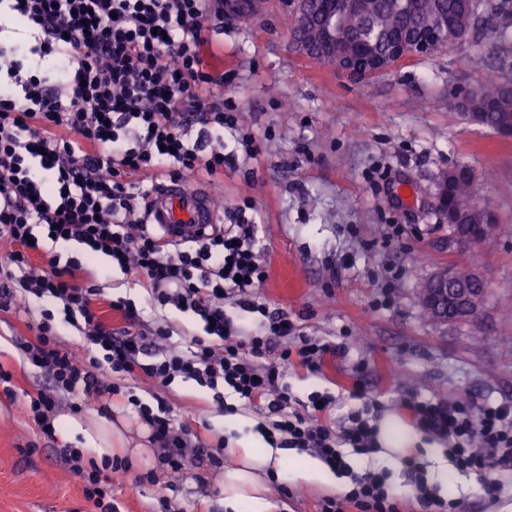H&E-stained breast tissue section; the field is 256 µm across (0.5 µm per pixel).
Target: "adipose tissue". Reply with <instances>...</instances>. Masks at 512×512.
I'll list each match as a JSON object with an SVG mask.
<instances>
[{
    "label": "adipose tissue",
    "instance_id": "obj_1",
    "mask_svg": "<svg viewBox=\"0 0 512 512\" xmlns=\"http://www.w3.org/2000/svg\"><path fill=\"white\" fill-rule=\"evenodd\" d=\"M54 426L64 441L77 442L85 457L98 461L118 456L135 464L149 453L151 428L128 406L115 405L107 412L83 416L59 414ZM228 450L237 462L223 473L225 508L229 512H270L271 479L285 471V449L259 447L242 438L231 442Z\"/></svg>",
    "mask_w": 512,
    "mask_h": 512
}]
</instances>
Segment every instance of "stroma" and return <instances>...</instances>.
<instances>
[{
  "mask_svg": "<svg viewBox=\"0 0 512 512\" xmlns=\"http://www.w3.org/2000/svg\"><path fill=\"white\" fill-rule=\"evenodd\" d=\"M285 2L265 0L259 17L224 23V102L256 149L225 136L228 160L209 187L225 223L237 221L244 200L254 204L268 270L259 293L269 308L332 347L321 373L289 369V386L303 399L315 391L335 397L336 427L366 399L381 404L383 419L407 426L406 397L512 400V137L468 121L454 104L461 90L512 82V0H489L462 42L362 81L294 48ZM458 165L471 169L477 202L495 219L494 235L476 249L454 244L434 207L439 175ZM462 263L487 282L479 313L458 323L431 318L419 302L421 284ZM81 276L104 299L134 300L147 325L168 326L175 344L203 333L193 315L146 311L135 276L107 256ZM25 322L0 312V365L15 388L14 397L0 395V512H90L80 479L26 418V394L41 378L18 348L32 337ZM360 363L365 369L352 379ZM124 385L147 403L162 394L212 444L224 432L221 403L236 401L228 391L216 402L191 380L162 390L140 374ZM30 441L37 448L28 453ZM418 450L429 482L442 498L460 501L462 512H512L511 481L489 496L482 478L459 472L437 440L420 437ZM309 459L290 449L287 475L272 482L277 512H316L320 497L348 486L339 474L329 484L294 477ZM153 463L147 457L113 474L123 512H154L161 497L178 512H225L221 471L203 482L190 469L173 487L163 476L137 486L136 476ZM288 488L295 498L285 496Z\"/></svg>",
  "mask_w": 512,
  "mask_h": 512,
  "instance_id": "35a3bbf8",
  "label": "stroma"
}]
</instances>
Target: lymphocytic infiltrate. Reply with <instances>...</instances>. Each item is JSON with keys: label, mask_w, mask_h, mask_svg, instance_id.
I'll use <instances>...</instances> for the list:
<instances>
[{"label": "lymphocytic infiltrate", "mask_w": 512, "mask_h": 512, "mask_svg": "<svg viewBox=\"0 0 512 512\" xmlns=\"http://www.w3.org/2000/svg\"><path fill=\"white\" fill-rule=\"evenodd\" d=\"M211 0H0V20L37 31L35 43L0 45V311L38 315L33 341L22 344L29 365L46 382L26 395V413L47 439L61 400L79 411L94 397L121 394L120 378L144 374L161 386L176 378L217 391L232 389L246 408L272 417L270 428L288 445L309 451L339 473H350L345 449L377 448L379 405L364 404L334 429L332 399L293 395L288 368L319 372L329 343L300 335L286 313L271 312L256 290L268 273L260 262L257 227L250 221L217 225L176 246L163 243L141 216L150 185L223 172L225 129L239 115L224 109L216 87L224 76L208 60L205 36ZM204 139L191 138L194 123ZM45 225L55 244L77 242L137 274L154 309L181 306L205 324L204 335L172 347L162 326L142 327L135 304H111L124 324L112 328L96 307L102 293L76 280L75 266L30 262L40 243L32 227ZM235 300L251 321L231 326L224 303ZM82 335L86 349L68 350L56 313ZM417 428L447 443L458 470L483 477L489 491L512 476V402L488 404L467 395L445 401L407 398ZM158 445L156 465L137 476L155 483L157 469H220L223 446L207 444L165 400L138 403ZM83 483L94 512H121L112 472L125 462H85L72 446L58 451ZM415 477L413 501L397 498L385 474L350 473L343 498L322 499L319 512H457L441 499L416 454L404 459Z\"/></svg>", "instance_id": "obj_1"}]
</instances>
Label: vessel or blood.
<instances>
[{"instance_id":"vessel-or-blood-1","label":"vessel or blood","mask_w":512,"mask_h":512,"mask_svg":"<svg viewBox=\"0 0 512 512\" xmlns=\"http://www.w3.org/2000/svg\"><path fill=\"white\" fill-rule=\"evenodd\" d=\"M145 215L147 223L159 225L175 242L194 238L219 221L209 190L189 187L180 180L155 187L147 199Z\"/></svg>"}]
</instances>
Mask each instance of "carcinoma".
Segmentation results:
<instances>
[{
    "mask_svg": "<svg viewBox=\"0 0 512 512\" xmlns=\"http://www.w3.org/2000/svg\"><path fill=\"white\" fill-rule=\"evenodd\" d=\"M485 0H358V8L330 15L322 0H304L307 18L294 17L290 30L293 42L322 46V33L336 31L338 46L358 65L367 57H385L391 42L412 41L417 33L437 20L448 30L466 34L484 10ZM470 112L481 113L483 125L496 130L502 116L512 113V83L482 86L471 101ZM450 203L465 224H483L487 213L474 203V177L465 166L451 168ZM455 282L465 288H479L469 266H456Z\"/></svg>",
    "mask_w": 512,
    "mask_h": 512,
    "instance_id": "obj_1",
    "label": "carcinoma"
}]
</instances>
